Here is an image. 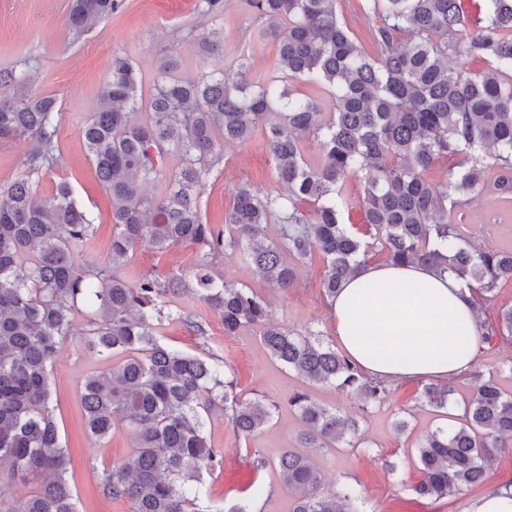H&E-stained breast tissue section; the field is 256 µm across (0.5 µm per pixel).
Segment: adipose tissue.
Returning <instances> with one entry per match:
<instances>
[{
    "mask_svg": "<svg viewBox=\"0 0 512 512\" xmlns=\"http://www.w3.org/2000/svg\"><path fill=\"white\" fill-rule=\"evenodd\" d=\"M328 307L345 353L392 386L460 377L481 348L471 290L426 265H362Z\"/></svg>",
    "mask_w": 512,
    "mask_h": 512,
    "instance_id": "adipose-tissue-1",
    "label": "adipose tissue"
}]
</instances>
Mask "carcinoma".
I'll use <instances>...</instances> for the list:
<instances>
[{"mask_svg":"<svg viewBox=\"0 0 512 512\" xmlns=\"http://www.w3.org/2000/svg\"><path fill=\"white\" fill-rule=\"evenodd\" d=\"M250 2L289 76L328 85L330 99L250 76L242 50L232 63L188 80L170 76L177 61L165 56L150 112L135 123L141 79L129 58L113 55L98 109L83 129L100 185L113 201L104 264L79 260L93 218L68 182L57 183L49 205L35 198L32 176L60 161L58 99L33 91L30 73L0 70V140L31 141L23 170L0 202V461L8 463L9 479L39 482L23 500H0V512H78L51 390L59 345L70 336L83 337L89 352L112 362L82 382L89 434L104 439L121 423L133 438V459L103 470V493L129 502L131 512H208L200 506L203 474L224 468L223 450L206 436L213 411L224 407L233 430L248 439L276 405L242 397L227 362L161 341L165 318L181 320L199 339L209 336L207 322L169 309L177 296L202 301L226 336L259 330L274 358L312 384H334L356 396L363 414L390 393L321 332L270 324L261 296L215 275L228 251L282 290L295 286L298 263L317 251L328 299L371 252H384L396 265L431 264L473 292L483 343L512 339V306L491 321L483 318L498 289L512 282V249L477 246L457 219L469 196L490 185L512 195V0H482L484 16L473 31L461 0H367L377 19L369 31L373 54L340 20L338 0ZM123 6L124 0H71L70 27L81 36ZM403 34L407 40L394 45ZM198 40L204 61L224 56L212 34ZM452 58L481 59L487 68L458 69ZM7 87L23 99L1 93ZM258 128L288 195H262L242 183L224 226L207 223L200 196L224 160V145L244 142ZM307 140L318 144L314 157L306 154ZM478 151L493 162L484 163ZM172 154L179 162L169 169ZM441 159L448 160V178L429 179ZM351 180L362 185L353 197L345 193ZM152 182L160 193H147ZM301 202L310 208L300 209ZM353 209L366 227L346 222ZM143 242L159 250L194 244L198 260L187 275L129 278L122 271ZM471 382L457 424L416 443L421 479L414 491L423 498L482 485L488 462L512 449V390L477 371ZM454 394L451 382L422 383L418 402L440 411ZM288 405L303 424L300 447L327 452L363 444L358 420L343 410L320 406L306 392L291 395ZM276 466L292 512H341L339 502L361 498L349 483L336 495L324 493L307 454L288 448Z\"/></svg>","mask_w":512,"mask_h":512,"instance_id":"carcinoma-1","label":"carcinoma"}]
</instances>
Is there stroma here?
<instances>
[{"instance_id":"1","label":"stroma","mask_w":512,"mask_h":512,"mask_svg":"<svg viewBox=\"0 0 512 512\" xmlns=\"http://www.w3.org/2000/svg\"><path fill=\"white\" fill-rule=\"evenodd\" d=\"M198 4L199 0H125L121 11L98 21L78 37L69 27V0H0V69L32 66L35 91L56 96L60 103L57 144L61 161L55 168L35 175L37 196L49 202L58 182L73 186L97 227L82 249L88 261L103 263L109 258L112 199L96 178L81 130L98 108V94L110 76L113 54L132 60L142 79L143 94L148 97L153 93L162 56L178 57V78L197 76L203 61L196 37L202 31H213L224 40L225 59L245 51L254 75L282 89L314 93L323 99L328 96V87H313L310 81L289 77L282 69L277 45L264 35V25L250 0H224L223 12L212 18L201 17ZM243 182L273 194L284 190L273 170L262 131H255L245 142L225 147L224 159L214 168L200 198L201 212L208 223L223 224L235 189ZM464 212L466 235L480 239L489 248L512 246V204L486 192ZM195 260L196 249L191 245L178 244L161 252L142 244L132 257L129 271L134 275L185 273ZM217 269L226 279L244 283L263 296L270 304L274 323L297 330L309 327L320 331L326 341H334L321 289L320 257L300 264L297 287L285 292L258 277L240 254H226ZM170 307L207 321L210 334L207 339H198L181 322L172 321L163 326L164 343L193 355L223 359L232 366L243 396L279 405L270 423L247 440L234 433L222 412L213 414L207 436L213 447L223 450L224 469L205 475L207 499L222 512L243 501L250 512H292V498L274 466L281 451L296 446L301 428L300 419L286 403L288 395L304 388L317 403L353 413L358 410L357 400L330 384L305 385L295 372L271 357L257 330L225 336L220 318L198 299H175ZM101 367V361L90 355L81 337H70L60 345L51 383L58 402L56 420L61 440L71 450L69 486L78 512H130L128 502L112 500L100 487L103 469L131 458L130 432L119 426L108 438L99 440L84 427L80 385L86 375ZM417 392V385L403 384L374 406L360 422L364 438L361 447L335 448L315 456L326 491H336L342 482L359 484L363 490L360 512H467L482 495V488H465L440 500L419 497L412 490L419 480L413 457L415 441L447 422L445 413L421 407ZM399 417L409 423L403 435L394 431V421ZM258 455L267 461L259 471L253 467ZM254 483L262 486V494H250L249 487Z\"/></svg>"}]
</instances>
